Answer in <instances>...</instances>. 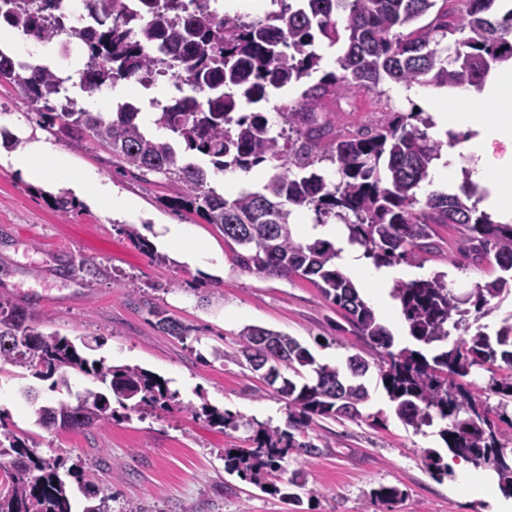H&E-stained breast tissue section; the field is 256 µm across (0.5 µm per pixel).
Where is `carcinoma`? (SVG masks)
Wrapping results in <instances>:
<instances>
[{
  "label": "carcinoma",
  "mask_w": 512,
  "mask_h": 512,
  "mask_svg": "<svg viewBox=\"0 0 512 512\" xmlns=\"http://www.w3.org/2000/svg\"><path fill=\"white\" fill-rule=\"evenodd\" d=\"M53 0H45L51 5ZM279 10L263 20L222 14L209 0H141L134 12L126 0H87L97 26L70 32L86 64L77 70L80 88L90 94L121 81H140L164 65L163 49L179 56L182 84L192 94L172 102L151 101L160 137L147 129L140 108L131 102L111 114L91 112L72 99L59 108L69 78L44 66L22 64L0 53V81L13 84L56 141L80 146L93 142L109 149L112 163L132 177L149 181L161 175L178 185L168 198L175 210L195 214L224 232V242L238 246L236 263L249 271L301 276L345 312L363 341L384 349L376 366L397 418L417 432L434 418L445 422L438 435L456 457L498 476L500 491L512 496V448L501 439L497 421L512 406V314L495 335L478 330L468 335L470 311L480 314L490 300L512 288V224H499L480 212L472 198L478 187L462 170L461 193L417 196L430 180L443 144L419 124L421 113L391 111L376 127L357 134L330 136L332 121L308 120L326 96L376 93L384 82L410 87L481 89L489 73L512 61V10L492 18L496 0H272ZM42 5V6H44ZM42 6L0 0V22L36 36L57 40L64 29L49 24ZM430 21L424 25L419 21ZM345 39L336 70L325 71L279 112L288 129L274 134L264 112L240 114L245 105L269 100L272 91L301 85L320 69V41ZM210 158L214 172L278 162V172L261 188L235 197L211 172L185 158L180 147ZM333 166V175L320 169ZM312 215L313 226L332 221L345 226L348 240L364 249L377 267L405 263L420 267L430 250L433 225L455 224L459 252L494 258L502 274L477 286L475 296H458L433 275L400 281L392 296L400 303L415 347L391 351L393 337L359 296L350 279L336 268L340 248L326 239L297 241L295 220ZM123 234L156 261L166 257L127 226ZM156 326L180 340L190 328L158 306L150 308ZM103 346L93 336L75 343L54 331L44 333L20 306L0 299V365L8 364L51 388L72 391L70 375L90 385L35 409L37 422L84 431L112 422L111 400L123 408L151 414L186 410L225 430L251 429L246 448L224 452V472L257 486L285 471L293 453L314 456L318 445L307 439L314 418L360 417L368 398L363 383L370 363L356 354L346 369L318 364L296 338L255 325L238 334L239 349L229 355L211 348L215 359L230 358L250 372L262 365L267 384L288 403L286 428L246 420L206 402L184 404L168 381L137 365H112L93 352ZM475 367L492 373L488 390L499 398L491 408L457 382ZM37 443L0 421V469L6 476L0 512H74L70 488L60 473L63 463L36 453ZM436 478L450 474L436 450L426 454ZM79 489L90 504L82 512H111L112 488L87 480ZM403 497L395 487L371 491L370 503L387 505Z\"/></svg>",
  "instance_id": "obj_1"
}]
</instances>
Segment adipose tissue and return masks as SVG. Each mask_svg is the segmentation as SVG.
I'll return each mask as SVG.
<instances>
[{"mask_svg":"<svg viewBox=\"0 0 512 512\" xmlns=\"http://www.w3.org/2000/svg\"><path fill=\"white\" fill-rule=\"evenodd\" d=\"M484 101L490 104V111H481L480 104ZM432 117L437 131L445 132L456 128L470 131L471 136L465 144V151L474 158L473 180L484 184L488 189L483 204L499 222L511 223L512 154L496 159L491 157L490 150L494 143L512 142V67L500 69L489 80L482 98H475L471 89H458L453 106H437ZM13 165L31 183L50 186L68 179L75 184L81 195L106 207H116L123 211L134 207L131 200L117 198L111 187L97 178L73 172L67 158L54 152L46 143L33 142L23 153L14 157ZM316 233L338 241L343 248L342 267L357 276L375 304L385 305L382 287L395 278V270L369 266L359 247L348 243L338 225H325L317 228ZM164 240L173 244L176 257L181 263L212 267L221 266L223 263L219 253L193 238L181 225H169Z\"/></svg>","mask_w":512,"mask_h":512,"instance_id":"1","label":"adipose tissue"}]
</instances>
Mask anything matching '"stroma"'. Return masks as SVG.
I'll return each instance as SVG.
<instances>
[{
  "instance_id": "obj_1",
  "label": "stroma",
  "mask_w": 512,
  "mask_h": 512,
  "mask_svg": "<svg viewBox=\"0 0 512 512\" xmlns=\"http://www.w3.org/2000/svg\"><path fill=\"white\" fill-rule=\"evenodd\" d=\"M326 99L337 135L347 136L378 124L388 110H408L407 100L393 93ZM0 117L11 119L19 138L42 130L36 116L8 82H0ZM73 170L97 176L118 196L135 202V211L118 215L97 205L73 200L69 212H58L54 192L26 181L15 170L9 150L0 151V297L17 302L39 329L70 338L98 335L105 344L99 356L115 365H137L168 381L183 403L211 405L246 419L284 426L285 401L250 372L232 361L200 362L218 346L237 347L247 325L282 331L295 337L318 363L345 366L359 354L375 360L376 352L355 334L344 313L305 278L282 279L239 267L223 232L199 217L173 210L166 203L172 188L164 178L139 182L112 163L110 152L96 144L75 147L57 141ZM145 230L154 224H182L224 257V271L191 267L170 260L159 263L119 234L117 225ZM437 250L423 267L404 266L405 279L444 274L455 293L466 295L500 273L495 261H475L458 251V231L434 227ZM94 260L95 269L80 266ZM142 288L131 295L126 280ZM191 327L187 340L161 333L150 305ZM369 398L358 420L315 419L309 434L327 440L317 456L292 455L288 472L302 473L300 504L261 490L224 471V451L244 448L250 432L210 426L191 412L144 414L116 409L111 424L88 433L44 429L34 408L58 399L49 382L0 369V419L36 439L38 452L67 462L106 456L113 461L112 512H373L371 490L382 485L403 491L391 512H484L483 500L463 494L453 477L434 478L423 457L445 451L437 434L414 432L396 417L377 368L364 378Z\"/></svg>"
}]
</instances>
